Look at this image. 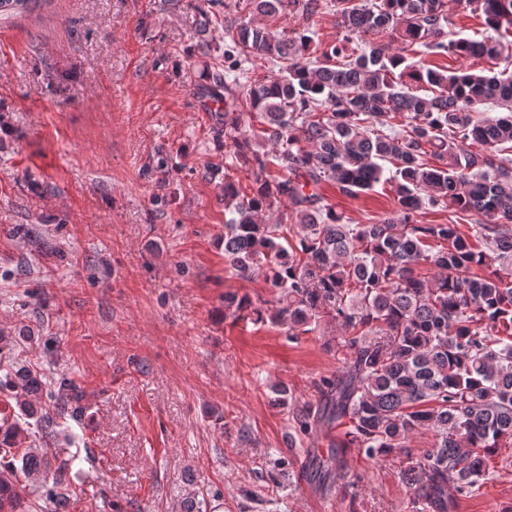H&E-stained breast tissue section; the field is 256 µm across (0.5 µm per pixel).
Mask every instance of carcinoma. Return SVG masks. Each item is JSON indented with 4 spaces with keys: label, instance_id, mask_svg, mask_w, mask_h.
<instances>
[{
    "label": "carcinoma",
    "instance_id": "cac0c4a2",
    "mask_svg": "<svg viewBox=\"0 0 512 512\" xmlns=\"http://www.w3.org/2000/svg\"><path fill=\"white\" fill-rule=\"evenodd\" d=\"M260 16L312 18L332 7L342 38L317 53L315 32L270 31L224 21V78L204 79L224 104V149L251 184L224 172V262L240 277H263L270 301L224 294V314L288 327L292 339L329 316L341 323L350 361L318 384L317 415L297 413L300 432L347 424L343 448L376 458L409 455L420 430L433 435L422 459L399 471L420 512H448V488L461 497L490 480L487 456L512 447V73L453 74L409 61L414 46L461 59L512 56V0H463L494 35L450 39L445 0H250ZM387 32L383 43L371 36ZM400 44L393 50L392 43ZM278 73L249 77V58ZM422 84L427 95L406 91ZM495 104L507 115L483 117ZM403 128L383 131L390 115ZM477 144L482 150L475 152ZM438 161L432 165L427 158ZM395 167L384 176L381 162ZM332 182L356 197L387 183L396 215L352 224L320 193ZM449 204L481 217L422 224L425 206ZM286 206L291 224L265 216ZM44 392L50 430L81 411L79 387L44 384L25 367L0 378V392L34 415L27 397ZM22 429L0 424V512H23L27 486L16 472L45 477L38 491L65 512L71 461L45 448H19ZM211 499L187 498L183 512H207Z\"/></svg>",
    "mask_w": 512,
    "mask_h": 512
}]
</instances>
